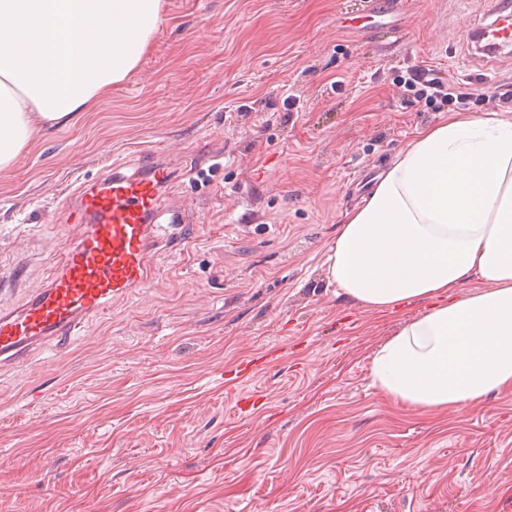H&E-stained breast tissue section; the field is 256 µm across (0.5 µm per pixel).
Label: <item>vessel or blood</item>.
Returning <instances> with one entry per match:
<instances>
[{
    "instance_id": "obj_1",
    "label": "vessel or blood",
    "mask_w": 512,
    "mask_h": 512,
    "mask_svg": "<svg viewBox=\"0 0 512 512\" xmlns=\"http://www.w3.org/2000/svg\"><path fill=\"white\" fill-rule=\"evenodd\" d=\"M483 56L500 61L512 42V0H499L492 22L481 28ZM174 170L154 151H144L130 175L117 165L64 197L69 223L78 225L61 268L22 304L0 309V365L70 340L76 327L114 297L141 287L158 248L155 230L165 214L160 191Z\"/></svg>"
}]
</instances>
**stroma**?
Here are the masks:
<instances>
[{
	"label": "stroma",
	"instance_id": "35a3bbf8",
	"mask_svg": "<svg viewBox=\"0 0 512 512\" xmlns=\"http://www.w3.org/2000/svg\"><path fill=\"white\" fill-rule=\"evenodd\" d=\"M360 2L164 0L139 68L0 170L5 307L57 271L73 182L151 145L177 171L148 285L0 369V512H512V390L395 403L371 358L423 303L367 311L324 264L366 181L449 115L411 70L512 117V53L474 64L492 0Z\"/></svg>",
	"mask_w": 512,
	"mask_h": 512
}]
</instances>
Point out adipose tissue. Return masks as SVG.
Masks as SVG:
<instances>
[{
  "label": "adipose tissue",
  "instance_id": "1",
  "mask_svg": "<svg viewBox=\"0 0 512 512\" xmlns=\"http://www.w3.org/2000/svg\"><path fill=\"white\" fill-rule=\"evenodd\" d=\"M163 0H0V169L32 135L92 109L139 66ZM375 312L426 302L377 348L374 385L421 409L512 389V117L418 131L346 212L325 258ZM482 291L462 296L470 280Z\"/></svg>",
  "mask_w": 512,
  "mask_h": 512
}]
</instances>
